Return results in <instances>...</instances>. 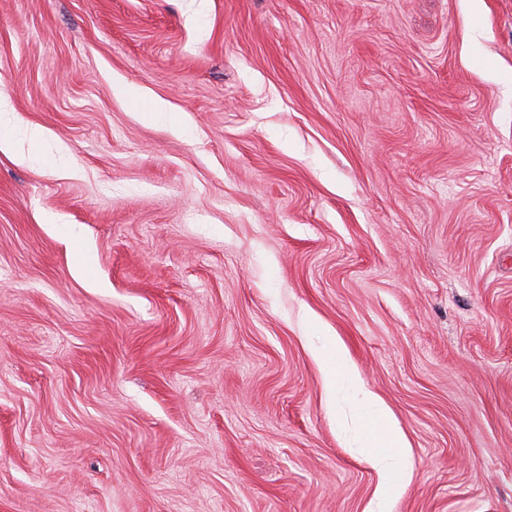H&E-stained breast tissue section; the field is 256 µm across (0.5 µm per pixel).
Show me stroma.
Masks as SVG:
<instances>
[{
    "mask_svg": "<svg viewBox=\"0 0 512 512\" xmlns=\"http://www.w3.org/2000/svg\"><path fill=\"white\" fill-rule=\"evenodd\" d=\"M510 74L512 0H0V512H369L325 334L391 512H512ZM314 351L328 391L344 393L361 409L363 420L355 451L378 472L382 489L370 512H389L390 498L401 486V460L409 448L407 441L377 395L366 388L337 340L319 336Z\"/></svg>",
    "mask_w": 512,
    "mask_h": 512,
    "instance_id": "obj_1",
    "label": "stroma"
}]
</instances>
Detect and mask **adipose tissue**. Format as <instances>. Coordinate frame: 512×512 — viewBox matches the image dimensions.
<instances>
[{
	"label": "adipose tissue",
	"mask_w": 512,
	"mask_h": 512,
	"mask_svg": "<svg viewBox=\"0 0 512 512\" xmlns=\"http://www.w3.org/2000/svg\"><path fill=\"white\" fill-rule=\"evenodd\" d=\"M314 351L328 391L347 395L362 412L356 451L380 476L381 493L373 512H389L390 499L401 486V461L407 441L377 395L366 388L338 341L319 337Z\"/></svg>",
	"instance_id": "adipose-tissue-1"
}]
</instances>
